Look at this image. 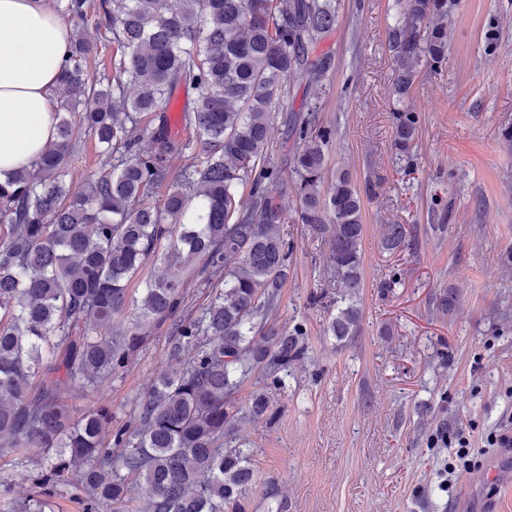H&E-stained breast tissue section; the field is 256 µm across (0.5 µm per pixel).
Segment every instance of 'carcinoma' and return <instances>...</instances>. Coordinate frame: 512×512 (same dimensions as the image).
I'll list each match as a JSON object with an SVG mask.
<instances>
[{
  "label": "carcinoma",
  "instance_id": "carcinoma-1",
  "mask_svg": "<svg viewBox=\"0 0 512 512\" xmlns=\"http://www.w3.org/2000/svg\"><path fill=\"white\" fill-rule=\"evenodd\" d=\"M112 42V74L92 67L96 46L74 28L56 92V135L30 169L0 183V457L38 450L40 494L81 493L88 512H249L250 452L235 445L244 418L270 421L277 392L306 351L304 331L279 326L290 246L285 209L266 191L281 178L267 156L272 112L288 79L309 88L331 60L313 56L336 28V0H57L56 10ZM448 0H404L389 45L394 94L415 69L445 60ZM196 97L172 115L180 91ZM318 103L293 118L298 220L327 238V267L348 293L326 332L357 333L361 313L362 193L344 171L325 182ZM188 130L173 140L172 126ZM149 132L151 147L140 148ZM417 133L396 118L394 144ZM83 137L106 171L75 166ZM386 225L383 248L409 243ZM156 257L167 273L129 284ZM209 289L193 305L191 288ZM137 320L93 336L129 305ZM168 324L177 367L117 420L98 401L74 415L69 396L98 394ZM257 389L238 406L243 385Z\"/></svg>",
  "mask_w": 512,
  "mask_h": 512
}]
</instances>
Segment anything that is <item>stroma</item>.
Wrapping results in <instances>:
<instances>
[{
	"label": "stroma",
	"mask_w": 512,
	"mask_h": 512,
	"mask_svg": "<svg viewBox=\"0 0 512 512\" xmlns=\"http://www.w3.org/2000/svg\"><path fill=\"white\" fill-rule=\"evenodd\" d=\"M399 0H338L335 30L316 47L333 66L318 88L287 84L272 114L269 150L282 170L293 246L278 321L302 324L307 352L294 363L273 424L244 421L237 441L258 476L246 495L268 512H512V454L488 444L512 421V0H448V51L421 66L410 97L391 92L397 68L388 30ZM317 100L334 131L326 174L373 183L363 201L357 335L325 332L342 283L324 265V237L298 223L287 116ZM417 137L393 146L399 111ZM413 243L382 247L386 225ZM458 296L436 311L445 289ZM158 329L115 378L106 403L128 419L146 383L170 369ZM467 436L472 467L446 480L448 441ZM35 460L0 458V512L35 495Z\"/></svg>",
	"instance_id": "stroma-1"
}]
</instances>
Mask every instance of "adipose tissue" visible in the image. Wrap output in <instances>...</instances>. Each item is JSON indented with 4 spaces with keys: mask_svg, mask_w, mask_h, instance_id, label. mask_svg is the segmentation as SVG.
I'll return each mask as SVG.
<instances>
[{
    "mask_svg": "<svg viewBox=\"0 0 512 512\" xmlns=\"http://www.w3.org/2000/svg\"><path fill=\"white\" fill-rule=\"evenodd\" d=\"M70 28L49 0H0V181L55 135L54 91Z\"/></svg>",
    "mask_w": 512,
    "mask_h": 512,
    "instance_id": "ef3b65f1",
    "label": "adipose tissue"
}]
</instances>
